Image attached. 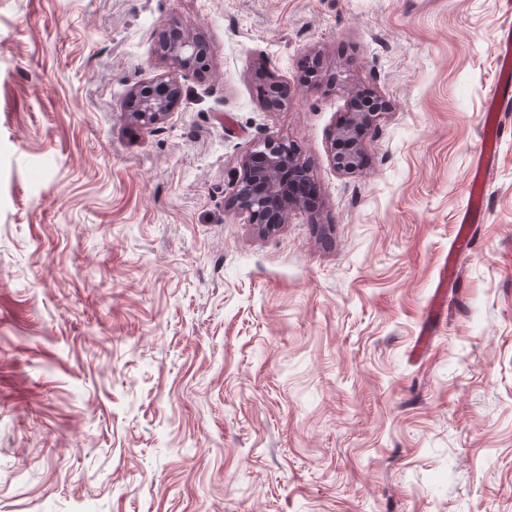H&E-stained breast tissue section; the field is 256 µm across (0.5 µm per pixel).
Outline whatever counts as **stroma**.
I'll use <instances>...</instances> for the list:
<instances>
[{
  "instance_id": "35a3bbf8",
  "label": "stroma",
  "mask_w": 512,
  "mask_h": 512,
  "mask_svg": "<svg viewBox=\"0 0 512 512\" xmlns=\"http://www.w3.org/2000/svg\"><path fill=\"white\" fill-rule=\"evenodd\" d=\"M509 24L512 0H0V512H512V111L457 249ZM170 28L205 77L159 59ZM160 77L179 105L135 124ZM362 90L391 108L345 174ZM270 137L318 215L264 235L227 202ZM157 54L173 67L187 69L198 68L208 61L209 45L200 37H186L168 31H162L156 36ZM156 85L163 87L160 94L155 93V85H144L131 96L135 108L131 117L143 125L154 124L164 119L178 106L182 90L181 86L173 80H161ZM376 101L378 105L372 111H365L359 107L357 94L353 95L350 98L344 123L334 132L332 159L334 166L343 173H355L360 168L363 141L369 131L376 126L379 119L389 109L386 100L378 98ZM338 142H344L348 146L344 155L336 156Z\"/></svg>"
}]
</instances>
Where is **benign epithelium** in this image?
Instances as JSON below:
<instances>
[{
	"instance_id": "obj_1",
	"label": "benign epithelium",
	"mask_w": 512,
	"mask_h": 512,
	"mask_svg": "<svg viewBox=\"0 0 512 512\" xmlns=\"http://www.w3.org/2000/svg\"><path fill=\"white\" fill-rule=\"evenodd\" d=\"M156 44L157 54L177 68H197L210 55L209 45L198 36L190 38L162 31L156 36ZM159 85L163 87L159 94L152 85H144L132 94L135 108L131 117L136 122L154 124L178 106L181 86L173 80H162ZM388 109V102L381 98L370 112L359 107L357 96L350 98L347 117L333 135V141L348 146L345 154L332 156L339 171L351 174L360 168L363 141ZM241 166L242 177L237 181L229 204L247 215L249 223L256 225L261 233L273 231L278 227V218L303 207L300 182L309 178L310 168L285 141L266 139L262 149L243 157Z\"/></svg>"
}]
</instances>
